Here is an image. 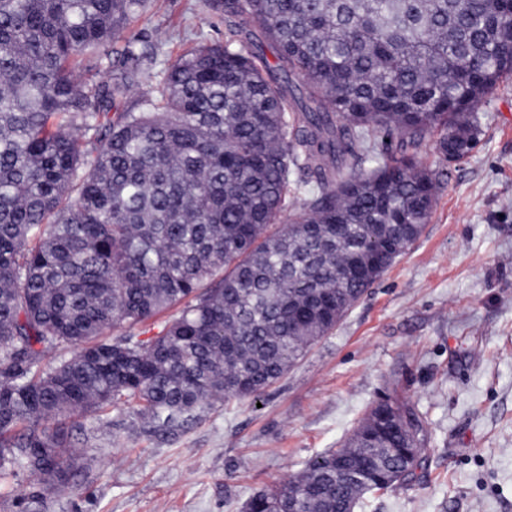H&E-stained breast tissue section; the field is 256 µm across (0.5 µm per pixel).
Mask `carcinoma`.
Masks as SVG:
<instances>
[{
  "instance_id": "1",
  "label": "carcinoma",
  "mask_w": 512,
  "mask_h": 512,
  "mask_svg": "<svg viewBox=\"0 0 512 512\" xmlns=\"http://www.w3.org/2000/svg\"><path fill=\"white\" fill-rule=\"evenodd\" d=\"M143 2L0 0V472L34 478L35 512L85 456L47 422L123 399L176 431L286 374L429 223L427 138L467 159L475 112L512 80V0H223L224 43L121 110ZM120 40L124 70L78 78ZM175 307L145 340L103 338ZM378 407L390 425H360L245 512L299 492L297 512H348L412 481L424 421Z\"/></svg>"
}]
</instances>
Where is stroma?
I'll use <instances>...</instances> for the list:
<instances>
[{
    "instance_id": "1",
    "label": "stroma",
    "mask_w": 512,
    "mask_h": 512,
    "mask_svg": "<svg viewBox=\"0 0 512 512\" xmlns=\"http://www.w3.org/2000/svg\"><path fill=\"white\" fill-rule=\"evenodd\" d=\"M212 2L146 0L130 25L143 78L128 102L153 95L177 56L223 41ZM478 117L483 136L462 162L425 143L423 163L449 172L429 224L283 378L174 436L144 433L133 403L71 418L90 474L50 512H242L342 447L385 395L417 410L429 442L412 482L355 512H512V84Z\"/></svg>"
}]
</instances>
